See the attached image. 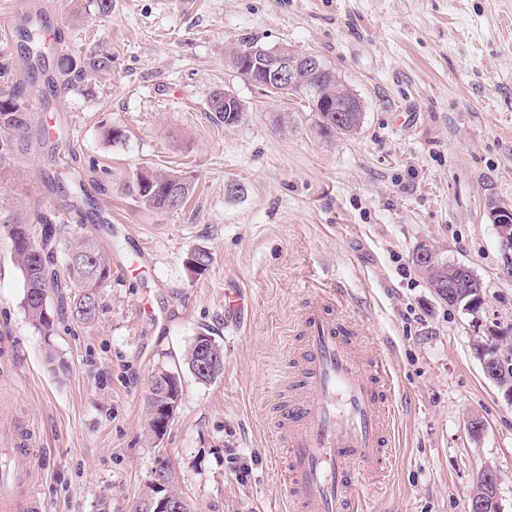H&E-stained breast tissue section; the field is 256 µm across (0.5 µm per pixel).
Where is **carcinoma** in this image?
Wrapping results in <instances>:
<instances>
[{
  "instance_id": "obj_1",
  "label": "carcinoma",
  "mask_w": 512,
  "mask_h": 512,
  "mask_svg": "<svg viewBox=\"0 0 512 512\" xmlns=\"http://www.w3.org/2000/svg\"><path fill=\"white\" fill-rule=\"evenodd\" d=\"M41 20H30V26L21 34L20 53L29 61L31 82L24 84L13 78L12 58L7 47H0V172L12 168L16 161L30 154L37 147L50 142L51 136L39 134L37 141L29 139L28 132L35 120L30 111L32 95L47 98V91L40 88L38 73L47 68L46 59L39 52L37 39ZM272 49L258 45H245L232 52L231 64L243 69L249 82L279 97H296L307 103L315 113L316 126L323 136L347 135L354 130V121L344 120L341 113L332 112L311 99L308 89L320 86L322 79L311 77L301 86L287 90L269 83L264 61L260 55ZM53 70L66 85H76L87 70H105L112 65L108 57L91 58L88 67L81 66L71 55L58 51ZM174 183L183 185L180 205L191 197L194 186L191 180L177 172L151 169L136 173L128 184L135 198L159 211H170L166 187ZM10 225L12 260L23 281L22 306L32 327L45 336L52 335L58 319L69 316L80 323H91L98 317L101 307V290L110 278V260L102 241L95 235L82 234L73 242L63 243L57 236V216L37 207L21 214L17 211L6 216ZM40 225V235L34 236L32 225ZM439 301L455 308L457 303L448 300V276L443 271L424 275ZM55 288H70L72 292L59 294L57 307L49 305V295ZM498 377L503 382L512 381V349L497 359ZM182 394L180 376L161 369L150 381L148 396L147 429L156 433L153 407L160 400Z\"/></svg>"
}]
</instances>
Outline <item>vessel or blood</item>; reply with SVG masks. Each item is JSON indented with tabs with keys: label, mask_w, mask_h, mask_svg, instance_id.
Here are the masks:
<instances>
[{
	"label": "vessel or blood",
	"mask_w": 512,
	"mask_h": 512,
	"mask_svg": "<svg viewBox=\"0 0 512 512\" xmlns=\"http://www.w3.org/2000/svg\"><path fill=\"white\" fill-rule=\"evenodd\" d=\"M289 352L300 370L275 435L285 454L290 512H365L367 484L380 481L396 445L390 424L393 385L387 362L362 347L358 323L343 315L336 294L312 296L300 315ZM31 449H14L0 468V512H38L25 488Z\"/></svg>",
	"instance_id": "b4317fda"
}]
</instances>
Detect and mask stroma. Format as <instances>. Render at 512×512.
Returning <instances> with one entry per match:
<instances>
[{
  "label": "stroma",
  "instance_id": "obj_1",
  "mask_svg": "<svg viewBox=\"0 0 512 512\" xmlns=\"http://www.w3.org/2000/svg\"><path fill=\"white\" fill-rule=\"evenodd\" d=\"M87 2L57 0L50 27L72 56L108 55L111 69L30 104L60 130L56 154L103 223L48 182L42 150L0 175V204L53 210L63 241L92 232L111 245L97 320L45 337L0 224V432L29 437L42 512H96L101 498L137 512L160 453L196 512H285L274 380L319 288L337 290L366 351L394 368L396 459L368 512H466L485 466L512 512V405L475 351L489 326L512 324L488 214L512 204V0H113L106 17ZM248 42L317 55L361 98L360 128L320 136L299 99L239 76L230 54ZM224 89L245 106L230 127L208 110ZM109 129L120 142H105ZM144 167L189 176L186 206L136 201L127 183ZM424 242L485 283L478 314L436 299L411 260ZM138 246L152 265L135 263ZM197 248L213 261L193 277L184 259ZM228 291L244 304L236 325ZM201 333L224 349L209 382L183 361ZM161 369L180 374L182 401L157 440L147 397ZM473 416L483 436H470Z\"/></svg>",
  "mask_w": 512,
  "mask_h": 512
}]
</instances>
